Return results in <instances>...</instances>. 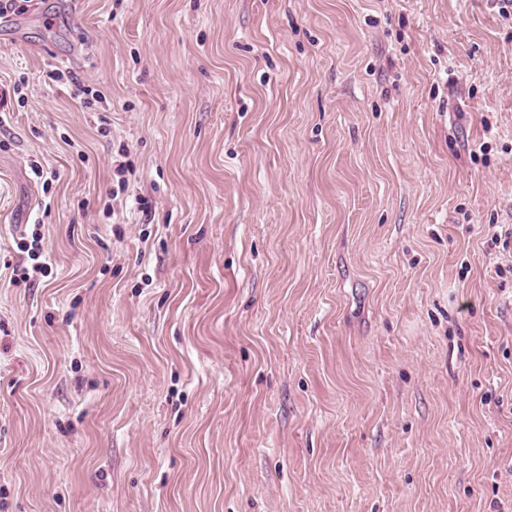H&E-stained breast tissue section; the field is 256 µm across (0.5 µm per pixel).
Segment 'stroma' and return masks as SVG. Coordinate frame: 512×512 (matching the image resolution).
<instances>
[{"instance_id": "35a3bbf8", "label": "stroma", "mask_w": 512, "mask_h": 512, "mask_svg": "<svg viewBox=\"0 0 512 512\" xmlns=\"http://www.w3.org/2000/svg\"><path fill=\"white\" fill-rule=\"evenodd\" d=\"M511 229L499 0H19L0 512H512ZM42 239L43 237L39 232V228H35L31 233V240L23 238V241L20 242V249L23 252H27L29 258L35 261L32 265V276L28 270L24 272L27 279L34 277V274H40L45 277V274L48 273V269H51L49 263L44 260H39L43 257Z\"/></svg>"}]
</instances>
